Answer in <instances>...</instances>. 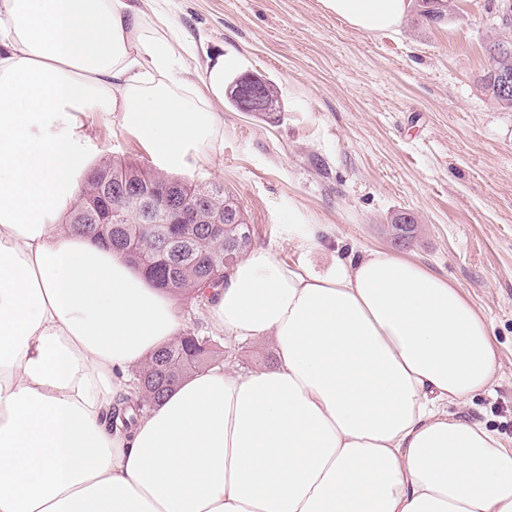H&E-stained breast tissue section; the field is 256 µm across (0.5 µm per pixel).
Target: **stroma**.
<instances>
[{
	"mask_svg": "<svg viewBox=\"0 0 512 512\" xmlns=\"http://www.w3.org/2000/svg\"><path fill=\"white\" fill-rule=\"evenodd\" d=\"M500 0H455L432 22L409 9L394 30L365 33L320 0H170L165 19L191 52L192 78L216 59L224 81L259 73L281 94L266 122L215 102L224 138L189 157L182 175L224 184L238 198L256 246L283 262L326 272L350 247L404 256L447 278L486 316L498 366L492 394L467 414L512 448V110L479 77L490 39L512 36ZM90 167L125 160L159 171L162 161L115 112L79 115ZM417 220L395 245L401 212ZM311 224L320 246L288 234ZM235 369L274 359L270 339L234 344Z\"/></svg>",
	"mask_w": 512,
	"mask_h": 512,
	"instance_id": "35a3bbf8",
	"label": "stroma"
}]
</instances>
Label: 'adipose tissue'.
Here are the masks:
<instances>
[{"label": "adipose tissue", "mask_w": 512, "mask_h": 512, "mask_svg": "<svg viewBox=\"0 0 512 512\" xmlns=\"http://www.w3.org/2000/svg\"><path fill=\"white\" fill-rule=\"evenodd\" d=\"M133 0H0V512H512V448L464 417L497 367L485 316L386 251L316 274L254 249L209 302L273 365L212 366L131 428L133 373L179 333L176 298L67 220L87 142L124 124L183 167L224 137L179 32ZM359 30L411 0H322Z\"/></svg>", "instance_id": "adipose-tissue-1"}]
</instances>
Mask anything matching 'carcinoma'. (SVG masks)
<instances>
[{"label":"carcinoma","instance_id":"1","mask_svg":"<svg viewBox=\"0 0 512 512\" xmlns=\"http://www.w3.org/2000/svg\"><path fill=\"white\" fill-rule=\"evenodd\" d=\"M448 0H420L418 13L431 21H441L448 15ZM502 40L492 42L488 48L489 67L479 77V81L489 96L501 107L512 109V96H501L496 75L503 70L512 72V42L505 44L508 51H499ZM264 91L266 109L257 112L263 119L277 120L282 112V103L275 83L259 76H252ZM153 183L167 190L168 196L190 206L195 203V194L208 195L212 205L231 209L234 218L224 225V235L209 232L206 221L198 224H185L181 232L184 239L179 258L169 261L159 268L152 281L160 288L168 289L186 304L199 301L202 290L214 281H221L224 273L231 268L253 245L254 229L248 224L233 192L221 184L200 182L195 179L165 175L144 169L136 164L112 161L96 167L76 190V206L73 210L75 223L73 231L96 241H104L112 248L123 252L124 243L131 241L144 255L154 256L162 247L161 233L165 221L171 213L159 205L158 223L145 224L141 214L125 200L114 193V186L139 187ZM109 193L112 205V218L122 220L120 224H88L83 215L86 199L100 190ZM210 338L181 334L172 343L160 348L141 368L134 398L127 399L122 412H112V418L120 419L128 429L135 425L138 416L157 405L166 392L176 386L186 375L208 367L223 355L218 349H208Z\"/></svg>","mask_w":512,"mask_h":512}]
</instances>
